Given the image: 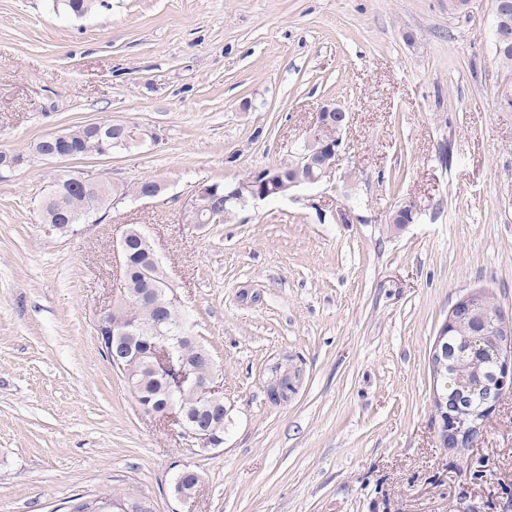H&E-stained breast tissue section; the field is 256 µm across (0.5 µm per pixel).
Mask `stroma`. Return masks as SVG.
<instances>
[{"instance_id":"1","label":"stroma","mask_w":512,"mask_h":512,"mask_svg":"<svg viewBox=\"0 0 512 512\" xmlns=\"http://www.w3.org/2000/svg\"><path fill=\"white\" fill-rule=\"evenodd\" d=\"M492 0H0V151L95 121L157 142L0 176V512L75 495L151 512H512V396L443 448L429 354L472 292L512 316V112ZM351 114L331 181L189 223L199 185L291 159ZM67 170L159 195L45 233ZM417 215L396 226V207ZM151 239L224 389V444L145 415L94 332L130 225ZM303 370L288 402L266 381ZM198 474L193 499L179 471ZM302 378V369L292 360L286 359V362L277 364V370L271 372L266 390L269 398L274 402H287L289 389L296 390ZM285 381H288V390L285 388Z\"/></svg>"}]
</instances>
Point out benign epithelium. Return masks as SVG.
<instances>
[{
  "label": "benign epithelium",
  "instance_id": "7a95c632",
  "mask_svg": "<svg viewBox=\"0 0 512 512\" xmlns=\"http://www.w3.org/2000/svg\"><path fill=\"white\" fill-rule=\"evenodd\" d=\"M350 116L351 113L336 103L320 108L315 129L305 144L307 153L298 159L299 165L308 168L307 176L296 173L285 181L273 166L255 170L227 188L224 204L232 205L246 198L256 201L286 196L297 187L331 179ZM217 192L218 185L213 183L194 190L187 203L189 222H194L193 211L197 205L207 203ZM115 308L117 305L114 304L98 313L95 334L102 352L112 359V367L122 370L134 351L120 342L125 330H109L108 322ZM450 337L459 341L458 350L470 366L469 376L461 382L460 399L453 402L447 394L453 384L449 372L453 367L448 350ZM170 340L162 329L160 335L152 336L144 343L143 356L149 359L151 372L164 377L175 389L190 386L214 403L224 400L223 385L217 383L216 364L211 355L204 353L208 370L202 375L196 368L175 358ZM430 364L434 379L444 382L441 390L434 391L439 445L469 448L485 415L504 395L512 394V317L500 311L491 313L481 292L457 302L439 332L430 354ZM301 378L302 369L292 360L277 364L266 383L269 398L279 403L288 401V390L297 389ZM140 409L149 416L177 424L184 436L202 448H217L224 443V439L196 424L181 409L172 406L160 413L146 400L140 401Z\"/></svg>",
  "mask_w": 512,
  "mask_h": 512
}]
</instances>
